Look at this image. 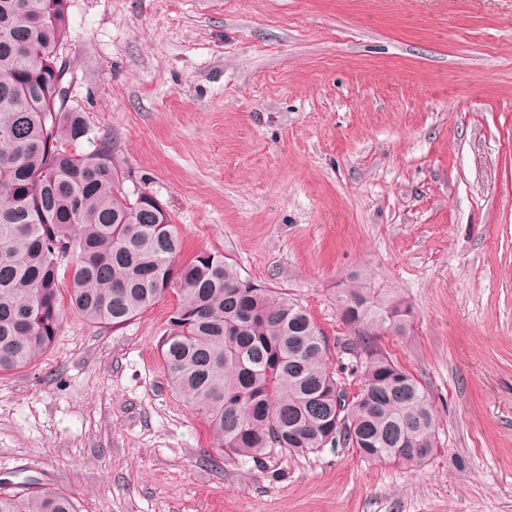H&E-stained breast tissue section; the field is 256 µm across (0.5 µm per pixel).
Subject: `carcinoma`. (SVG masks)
<instances>
[{
  "label": "carcinoma",
  "mask_w": 512,
  "mask_h": 512,
  "mask_svg": "<svg viewBox=\"0 0 512 512\" xmlns=\"http://www.w3.org/2000/svg\"><path fill=\"white\" fill-rule=\"evenodd\" d=\"M67 29V0H0V376L45 354L67 309L120 328L172 294L160 355L218 454L261 464L342 444L371 462L424 463L434 448L433 404L372 340L407 329L392 300L360 275L336 297L365 357L356 366L361 391L338 428L337 374L311 315L220 253L178 262L170 214L152 194L123 187L108 144L61 148L88 134L68 106L72 80L61 84L70 75L59 54ZM0 512L77 510L65 493L34 490L0 492Z\"/></svg>",
  "instance_id": "1"
}]
</instances>
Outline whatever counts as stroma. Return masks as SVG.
Segmentation results:
<instances>
[{"mask_svg": "<svg viewBox=\"0 0 512 512\" xmlns=\"http://www.w3.org/2000/svg\"><path fill=\"white\" fill-rule=\"evenodd\" d=\"M91 152L153 194L183 259L288 293L349 391L344 281L411 309L376 348L437 415L416 467L341 446L216 456L174 393L165 298L119 329L66 314L0 378V491L78 512H512V0H68Z\"/></svg>", "mask_w": 512, "mask_h": 512, "instance_id": "1", "label": "stroma"}]
</instances>
